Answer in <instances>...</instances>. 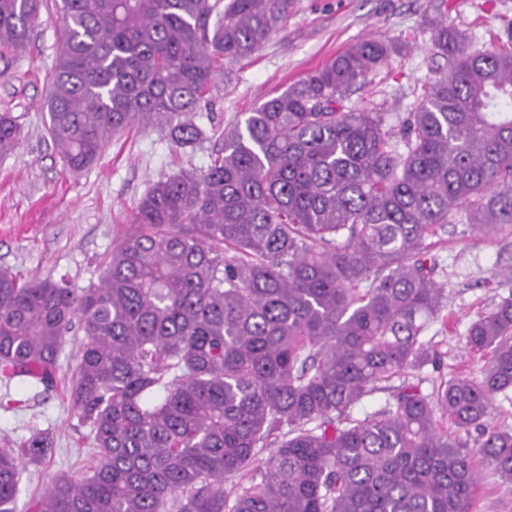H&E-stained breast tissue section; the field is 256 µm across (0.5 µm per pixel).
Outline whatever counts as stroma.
<instances>
[{
    "mask_svg": "<svg viewBox=\"0 0 512 512\" xmlns=\"http://www.w3.org/2000/svg\"><path fill=\"white\" fill-rule=\"evenodd\" d=\"M435 13V0H292L282 28L251 58L225 65L199 104L195 122L206 134L200 145L182 150L158 129L133 128L115 135L91 167L71 171L47 133L48 79L62 19L52 0H45L25 52L0 61V112H12L22 127L19 146L0 158V266L24 281L63 277L78 291L98 284L105 255L152 182L180 170L206 171L224 145L225 129L364 39L409 41L407 52L369 77L370 88L409 104L430 75L424 21ZM445 15L481 50L497 46L512 30V0H447ZM429 242L448 301L423 335L441 369L410 375L427 392L440 377L456 372L480 376L484 361L467 352L464 336L473 320L512 295V279L504 276L512 269V225L477 235L460 212ZM10 394L24 406L0 409V447L13 445L34 424L54 437L52 458L28 466L24 475L16 512H27L30 495L45 486V474L82 475L95 454L88 428L60 393L39 396L15 381ZM476 468L480 490L474 512H512V482L484 462Z\"/></svg>",
    "mask_w": 512,
    "mask_h": 512,
    "instance_id": "stroma-1",
    "label": "stroma"
}]
</instances>
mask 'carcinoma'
<instances>
[{"mask_svg": "<svg viewBox=\"0 0 512 512\" xmlns=\"http://www.w3.org/2000/svg\"><path fill=\"white\" fill-rule=\"evenodd\" d=\"M42 2L0 0L1 60ZM54 4L48 134L80 171L134 126L194 148L221 66L258 52L290 0ZM426 32L433 76L407 112L344 105L406 48L355 44L233 124L204 174L153 182L99 284L0 266V380L53 390L81 328L65 394L97 448L29 512H472L476 454L512 482V432L488 422L512 390V295L467 328L480 376L427 394L406 379L432 362L422 336L446 300L427 238L463 206L480 231L512 225V48L473 50L443 18ZM20 137L0 112V157ZM381 390L383 406L351 416ZM53 452L36 426L0 448V512ZM237 476L250 485L230 495Z\"/></svg>", "mask_w": 512, "mask_h": 512, "instance_id": "cac0c4a2", "label": "carcinoma"}]
</instances>
